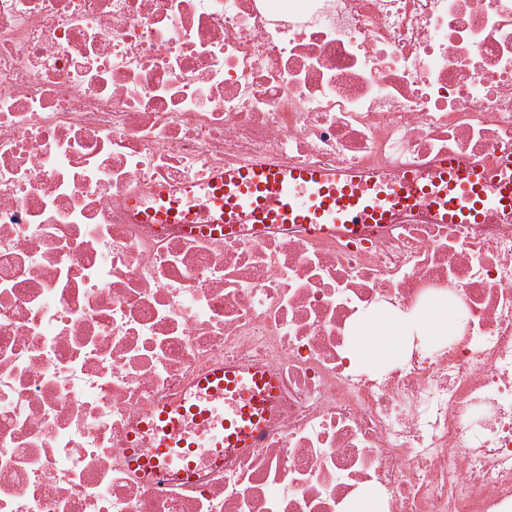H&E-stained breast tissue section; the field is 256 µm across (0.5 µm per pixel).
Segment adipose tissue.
Returning a JSON list of instances; mask_svg holds the SVG:
<instances>
[{"instance_id":"1","label":"adipose tissue","mask_w":512,"mask_h":512,"mask_svg":"<svg viewBox=\"0 0 512 512\" xmlns=\"http://www.w3.org/2000/svg\"><path fill=\"white\" fill-rule=\"evenodd\" d=\"M462 316L452 305L437 303L419 314L380 312L362 319L350 336L349 355L358 362L378 366L402 357L413 340L431 343L448 339Z\"/></svg>"}]
</instances>
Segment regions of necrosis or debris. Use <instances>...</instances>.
I'll use <instances>...</instances> for the list:
<instances>
[{"instance_id": "obj_1", "label": "necrosis or debris", "mask_w": 512, "mask_h": 512, "mask_svg": "<svg viewBox=\"0 0 512 512\" xmlns=\"http://www.w3.org/2000/svg\"><path fill=\"white\" fill-rule=\"evenodd\" d=\"M512 151V0H0V512H512V216L186 235L143 215L261 157L389 175ZM443 298L369 371L357 320ZM277 394L185 476L125 454L211 370ZM462 315L452 305L437 303L417 315L380 312L362 319L347 347L356 362L368 366L391 363L402 357L414 339L431 343L448 340Z\"/></svg>"}]
</instances>
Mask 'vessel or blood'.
<instances>
[{
  "mask_svg": "<svg viewBox=\"0 0 512 512\" xmlns=\"http://www.w3.org/2000/svg\"><path fill=\"white\" fill-rule=\"evenodd\" d=\"M207 206L196 203V190L161 191L151 215L158 224H180L198 232L215 224L222 233L249 231L263 235L273 224L302 225L316 234L342 232L357 237L368 224L392 223L396 212L427 205L437 223L479 224L495 211L512 213V153L487 171L450 155L440 159L428 176L406 168L381 179L358 171L288 167L261 159L250 165L213 173ZM209 402H183L161 409L150 428L152 456L147 469L193 468L195 455L181 433L187 417L209 427L213 405L223 402V431L210 435L206 446L217 454L227 448L253 447L270 414L275 381L255 368L221 366L200 381Z\"/></svg>",
  "mask_w": 512,
  "mask_h": 512,
  "instance_id": "1",
  "label": "vessel or blood"
}]
</instances>
